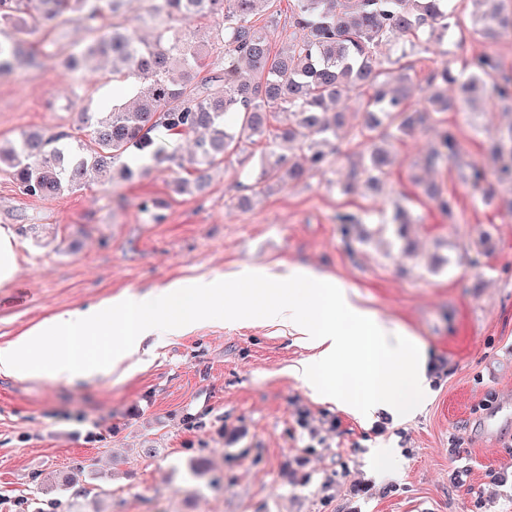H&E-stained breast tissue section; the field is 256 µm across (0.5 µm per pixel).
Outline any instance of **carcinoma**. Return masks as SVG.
Segmentation results:
<instances>
[{
  "label": "carcinoma",
  "instance_id": "carcinoma-1",
  "mask_svg": "<svg viewBox=\"0 0 512 512\" xmlns=\"http://www.w3.org/2000/svg\"><path fill=\"white\" fill-rule=\"evenodd\" d=\"M125 0H0V26L13 37L0 43V72L39 64L54 45L51 30L71 20L85 40L59 59L74 85L103 59L112 61V81L130 87V98L107 112L77 113L81 139L65 133L24 132L0 144V171L31 196L54 197L76 191L93 178L102 181L133 171L121 160L144 154L170 170L193 176L176 184L179 192L204 191L211 172L246 141H266L261 172L252 195L268 193L329 163L338 152L337 131L367 138L371 149L338 183L349 193L378 186L395 158L387 148L450 110L473 112L490 97L512 106V75L489 53L472 57L458 73L448 67L428 81L421 106L411 105L414 84L399 60L383 65L378 50L396 42L400 57L422 42L441 43L451 31L488 40L512 34V0H470V27H463L450 0H297V25L307 34L272 52L267 29L252 18L273 0H151L141 37L119 21ZM210 49L224 50V74L195 81ZM460 87L448 96V85ZM358 99L361 122H348V101ZM191 141L188 153L168 144ZM499 160L497 178L512 182V126L491 148ZM462 153L455 132L443 129L425 158L429 167ZM427 195L452 213L448 197L433 184Z\"/></svg>",
  "mask_w": 512,
  "mask_h": 512
}]
</instances>
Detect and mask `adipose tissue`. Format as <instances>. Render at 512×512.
Returning <instances> with one entry per match:
<instances>
[{"label": "adipose tissue", "mask_w": 512, "mask_h": 512, "mask_svg": "<svg viewBox=\"0 0 512 512\" xmlns=\"http://www.w3.org/2000/svg\"><path fill=\"white\" fill-rule=\"evenodd\" d=\"M240 276L249 288L202 275L52 317L0 346V374L47 375L67 383L108 377L156 337L186 335L221 305L228 322L246 324L259 316L301 332L318 350L301 369L304 384L355 418L383 410L404 419L421 410L428 354L412 336L361 308L335 279L310 268H246Z\"/></svg>", "instance_id": "obj_1"}]
</instances>
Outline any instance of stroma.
<instances>
[{"instance_id": "1", "label": "stroma", "mask_w": 512, "mask_h": 512, "mask_svg": "<svg viewBox=\"0 0 512 512\" xmlns=\"http://www.w3.org/2000/svg\"><path fill=\"white\" fill-rule=\"evenodd\" d=\"M296 0H275L259 25L273 49L302 37ZM57 54L31 72L0 74V142L26 131L75 133L76 113L112 102L108 71L74 87L57 55L83 37L52 34ZM512 73V39L449 35L404 60L422 99L432 73L473 55ZM461 162L424 169L442 126ZM512 112L485 102L393 141L381 191L340 193L369 144L345 136L331 169L251 197L266 151L248 142L211 174L205 193H179L183 171L133 160L128 180L54 198L0 173V231L15 254L0 287V345L49 317L144 285L245 266L303 265L326 273L365 309L428 349L430 398L402 421L360 422L313 397L296 370L314 351L287 326L215 317L161 339L126 373L66 384L0 375V512H512V186L483 200L469 164L492 166L491 144ZM452 196L443 213L414 175ZM413 222L406 238L394 206ZM359 216L343 230L340 213ZM458 449L451 459L449 449ZM466 467L462 483L454 469Z\"/></svg>"}]
</instances>
